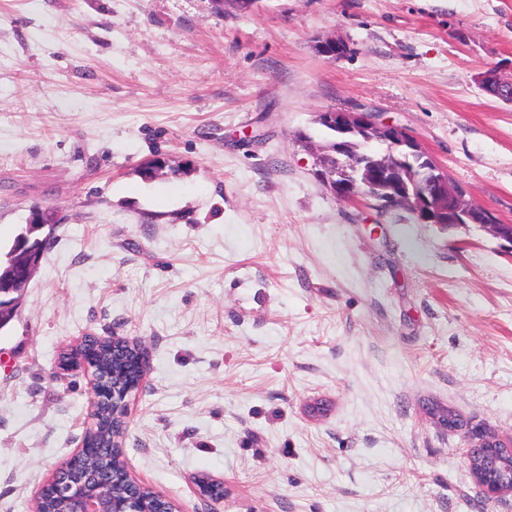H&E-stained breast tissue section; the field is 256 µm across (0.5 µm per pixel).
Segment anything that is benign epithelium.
Here are the masks:
<instances>
[{
	"instance_id": "benign-epithelium-1",
	"label": "benign epithelium",
	"mask_w": 512,
	"mask_h": 512,
	"mask_svg": "<svg viewBox=\"0 0 512 512\" xmlns=\"http://www.w3.org/2000/svg\"><path fill=\"white\" fill-rule=\"evenodd\" d=\"M479 85L490 94H502L512 99V82L489 71L477 77ZM333 135L336 156L351 155L352 139L379 141L385 145V155L370 153L348 162H337L332 194L345 201H356L368 195L378 201L383 211L396 208L407 210L418 224H436L444 229L478 225L503 241L501 247L512 253V233L504 235L502 225L494 223L491 212L473 203L466 189L454 185L445 171L405 128L377 121L375 113L365 109L329 110L319 114ZM130 388L117 385L112 389L92 386L90 419L101 421L100 407L107 399L127 406ZM106 453L122 457L121 445L91 448L81 443L47 484L54 486L58 496L69 504V512H175L161 508L165 498L154 492L142 496L148 486L125 473L127 497L116 500L109 488L112 471L96 468L90 462ZM468 467L481 490L489 495L512 494V448H497L490 439H474L469 449Z\"/></svg>"
}]
</instances>
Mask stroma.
Returning a JSON list of instances; mask_svg holds the SVG:
<instances>
[{
  "label": "stroma",
  "instance_id": "35a3bbf8",
  "mask_svg": "<svg viewBox=\"0 0 512 512\" xmlns=\"http://www.w3.org/2000/svg\"><path fill=\"white\" fill-rule=\"evenodd\" d=\"M491 67L512 0H0V248L59 219L0 331V512L80 446L90 378L56 361L86 336L145 346L122 459L178 512H512L426 413L512 438V255L337 200L312 152L317 114L371 110L512 224Z\"/></svg>",
  "mask_w": 512,
  "mask_h": 512
}]
</instances>
